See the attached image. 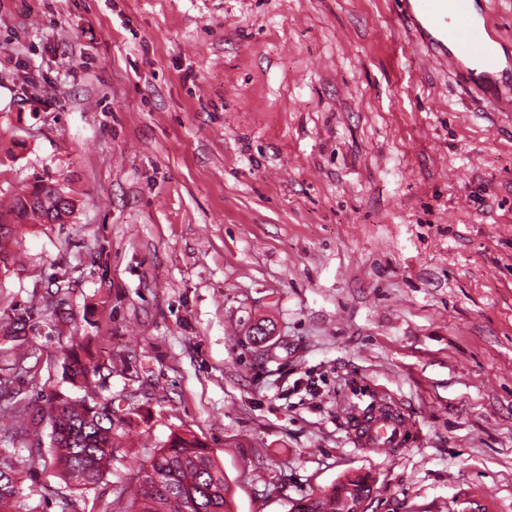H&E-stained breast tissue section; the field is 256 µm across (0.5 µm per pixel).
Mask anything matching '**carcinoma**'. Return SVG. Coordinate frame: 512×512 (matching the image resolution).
Segmentation results:
<instances>
[{
  "mask_svg": "<svg viewBox=\"0 0 512 512\" xmlns=\"http://www.w3.org/2000/svg\"><path fill=\"white\" fill-rule=\"evenodd\" d=\"M76 203L60 185L37 180L16 198L6 234L19 224L42 222L48 216L62 224L73 215ZM70 376L86 388L100 373L92 358L70 353ZM56 460L65 477L81 485L96 483L112 459L114 433L106 404L55 399L49 409ZM137 489V512H230L229 486L211 451L195 436L173 432L144 468ZM12 457L0 453V512L22 508ZM345 490L339 482L328 492L298 501L297 512H336V498Z\"/></svg>",
  "mask_w": 512,
  "mask_h": 512,
  "instance_id": "carcinoma-1",
  "label": "carcinoma"
}]
</instances>
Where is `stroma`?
<instances>
[{
	"mask_svg": "<svg viewBox=\"0 0 512 512\" xmlns=\"http://www.w3.org/2000/svg\"><path fill=\"white\" fill-rule=\"evenodd\" d=\"M77 201L0 266V450L34 512H131L196 435L232 512L368 475L367 512H512V104L399 0H0V212ZM100 363L119 435L65 479L49 401ZM387 400L410 446L356 444ZM31 187L30 191L16 198L10 212L11 222L8 224L0 219V228L2 224L8 226L4 235L0 229V262L4 266L8 263V255L2 251V240L12 233L14 226L42 223L43 217H49L51 212L54 220L58 221L56 224H64L74 213L76 203L60 185L37 180ZM70 359L69 370L73 383L79 381L81 387L88 388L94 382L93 377L100 373V366L91 357H85V360L82 361L76 351L70 353Z\"/></svg>",
	"mask_w": 512,
	"mask_h": 512,
	"instance_id": "35a3bbf8",
	"label": "stroma"
}]
</instances>
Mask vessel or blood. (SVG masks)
<instances>
[{"label": "vessel or blood", "mask_w": 512, "mask_h": 512, "mask_svg": "<svg viewBox=\"0 0 512 512\" xmlns=\"http://www.w3.org/2000/svg\"><path fill=\"white\" fill-rule=\"evenodd\" d=\"M400 14L435 58L486 100L512 99V61L500 63L494 45L499 26L486 0H401ZM354 433L370 448L395 452L406 448L408 426L389 403L356 415Z\"/></svg>", "instance_id": "obj_1"}]
</instances>
